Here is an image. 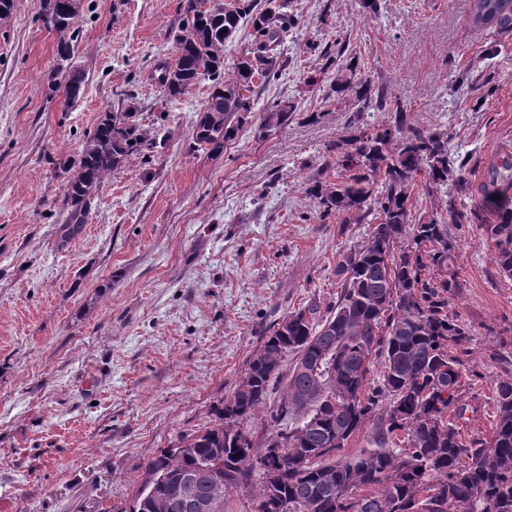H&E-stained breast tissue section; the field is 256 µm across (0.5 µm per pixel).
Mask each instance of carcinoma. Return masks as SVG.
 I'll list each match as a JSON object with an SVG mask.
<instances>
[{"label": "carcinoma", "instance_id": "cac0c4a2", "mask_svg": "<svg viewBox=\"0 0 512 512\" xmlns=\"http://www.w3.org/2000/svg\"><path fill=\"white\" fill-rule=\"evenodd\" d=\"M290 3L182 0L172 31L176 59L159 85L171 100L210 82L192 133L198 148L217 151L236 137L244 117L255 111V76L267 83L279 79L282 65L272 45L297 24ZM48 10L53 20L45 26L58 34V55L66 61L80 0H44ZM478 10L492 14L487 25L512 31V9L502 0H479ZM245 22L256 52L227 72L224 46ZM342 55L340 48L322 58L325 68L338 66L334 91L354 95L357 113L350 135L329 149L336 153L338 181L317 182L310 193L322 219L347 214L369 225L366 241L340 251V291L326 313L309 304L274 323L209 426L145 464L129 512H194L185 505L190 491L197 500L223 501L250 488L253 512H421L427 503L434 512H512V378L494 383L490 443L463 436L459 425L467 407L461 404L466 384L457 350L469 331L448 314L461 287L448 225L471 218L448 199L443 213L415 224L409 219L420 173L436 188L472 193L466 161L448 153V132L414 127L400 108L378 125L366 123L363 114L385 109L386 96L370 80L355 78L354 63L340 62ZM82 84L79 72L68 73L66 98L77 101ZM293 111L288 103H273L260 114V133L287 124ZM151 145L133 113L102 112L81 144L78 164H63L64 238L82 232L100 184ZM511 190L508 156L491 166L476 194V208L495 217L484 231L494 241L499 272L509 278ZM276 385L281 392L271 402ZM263 408L266 433L256 440L248 422ZM369 425L374 435L368 447L348 452L349 442ZM271 439L281 440L273 458Z\"/></svg>", "mask_w": 512, "mask_h": 512}]
</instances>
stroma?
Wrapping results in <instances>:
<instances>
[{"label":"stroma","mask_w":512,"mask_h":512,"mask_svg":"<svg viewBox=\"0 0 512 512\" xmlns=\"http://www.w3.org/2000/svg\"><path fill=\"white\" fill-rule=\"evenodd\" d=\"M44 0H14L0 30V512H127L143 467L221 408L264 331L336 300V256L368 227L321 220L309 189L335 182L328 147L357 103L332 95L318 51L343 47L410 124L448 133L479 185L512 156V32L478 27L471 0H292L279 80H256V114L220 151L192 129L209 87L177 100L157 78L175 59L179 0H82L69 103ZM292 102L287 125L258 133V111ZM131 111L153 152L129 157L63 240L64 161L104 109ZM412 214L449 195L415 178ZM476 222L450 226L461 282L449 308L470 330L465 435L490 438L493 384L512 377V278Z\"/></svg>","instance_id":"35a3bbf8"}]
</instances>
